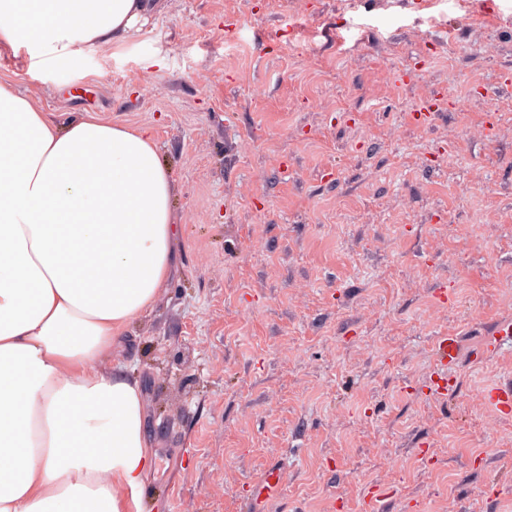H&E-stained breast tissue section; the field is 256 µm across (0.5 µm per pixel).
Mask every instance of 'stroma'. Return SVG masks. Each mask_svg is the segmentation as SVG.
<instances>
[{"instance_id":"1","label":"stroma","mask_w":512,"mask_h":512,"mask_svg":"<svg viewBox=\"0 0 512 512\" xmlns=\"http://www.w3.org/2000/svg\"><path fill=\"white\" fill-rule=\"evenodd\" d=\"M497 2L491 22L476 0H154L70 75L0 52L45 110L147 127L171 169L175 271L117 353L143 384L148 512H512V415L480 400L512 378V341L489 343L512 321ZM457 357V341L454 336H440L437 342V365L444 373L451 367ZM283 479L282 468L276 467L269 470L253 490V499L256 504L262 503L272 491L277 490L283 484Z\"/></svg>"}]
</instances>
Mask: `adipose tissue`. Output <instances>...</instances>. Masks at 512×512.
Listing matches in <instances>:
<instances>
[{
  "label": "adipose tissue",
  "mask_w": 512,
  "mask_h": 512,
  "mask_svg": "<svg viewBox=\"0 0 512 512\" xmlns=\"http://www.w3.org/2000/svg\"><path fill=\"white\" fill-rule=\"evenodd\" d=\"M152 6L0 0V50L63 73ZM174 193L148 129L60 121L0 77V512H146L144 398L113 351L173 271Z\"/></svg>",
  "instance_id": "adipose-tissue-1"
}]
</instances>
